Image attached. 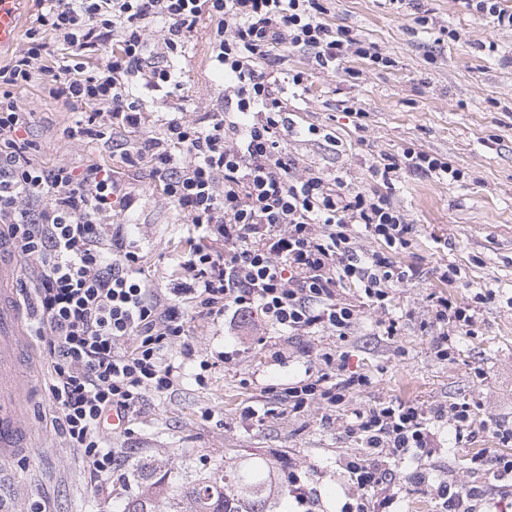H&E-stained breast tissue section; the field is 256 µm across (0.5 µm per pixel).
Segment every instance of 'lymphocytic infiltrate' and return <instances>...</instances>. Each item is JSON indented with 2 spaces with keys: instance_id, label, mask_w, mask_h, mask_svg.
Here are the masks:
<instances>
[{
  "instance_id": "obj_1",
  "label": "lymphocytic infiltrate",
  "mask_w": 512,
  "mask_h": 512,
  "mask_svg": "<svg viewBox=\"0 0 512 512\" xmlns=\"http://www.w3.org/2000/svg\"><path fill=\"white\" fill-rule=\"evenodd\" d=\"M33 2L24 39L0 63V235L21 257L19 286L48 363L53 429L91 473L108 479L121 469L103 436L108 413L132 414L146 395L179 386L181 368L164 354L186 334L180 301L232 329L260 316L291 339L347 336L367 307L381 311L382 335L397 336L390 296L415 271L398 259L413 226L391 200L394 180L406 169L455 181L460 170L409 147L375 162L382 190L356 192L342 175L299 167L286 150L288 101L262 69L281 51L309 52L312 69L327 74L353 57L383 63L373 43L328 24L323 0ZM204 15L215 24L210 45L226 107L203 121L180 107L152 119L132 81L153 49L180 56ZM102 47L106 62L92 64ZM34 84L71 111L68 138L108 146L114 130L138 133L121 165L150 167L164 200L198 231L175 259L172 287H156L141 265L128 235L137 195L115 168L38 162L24 135L29 115L15 100ZM364 237L382 249L362 250ZM350 288L356 299L347 298ZM319 361L286 388L291 411L346 406L369 383L333 353ZM472 415L466 402L354 411L347 429L365 453L344 465L352 492L340 512H389L399 498L390 461L432 456L433 418H450L463 440ZM472 461L483 481L459 485L420 468L408 481L434 496L438 512H476L487 487H512V454L487 448Z\"/></svg>"
}]
</instances>
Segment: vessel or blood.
<instances>
[{
  "label": "vessel or blood",
  "mask_w": 512,
  "mask_h": 512,
  "mask_svg": "<svg viewBox=\"0 0 512 512\" xmlns=\"http://www.w3.org/2000/svg\"><path fill=\"white\" fill-rule=\"evenodd\" d=\"M17 0H0V46L18 35ZM20 259L12 242L0 238V463L26 453L29 432L22 420L23 384L20 357L26 347V329L19 317L15 278Z\"/></svg>",
  "instance_id": "vessel-or-blood-1"
}]
</instances>
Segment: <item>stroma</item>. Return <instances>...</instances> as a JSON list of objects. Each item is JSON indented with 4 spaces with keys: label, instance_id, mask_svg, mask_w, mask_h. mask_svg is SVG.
<instances>
[{
    "label": "stroma",
    "instance_id": "35a3bbf8",
    "mask_svg": "<svg viewBox=\"0 0 512 512\" xmlns=\"http://www.w3.org/2000/svg\"><path fill=\"white\" fill-rule=\"evenodd\" d=\"M327 7L331 25L374 42L391 64L354 59L349 72L315 73L308 53L297 52L272 66L279 79L291 69L312 73L306 88L285 89L298 127L288 137L289 153L313 168L340 172L356 191L375 189L370 167L379 155L397 156L408 147L448 159L462 173L453 182L405 170L394 183L392 200L413 226L401 259L419 270L390 302L400 319L398 336L379 335L378 314L370 310L352 336L291 342L259 320L231 334L223 319L193 317L187 325L192 357L184 358L178 346L165 354L185 363L180 386L165 397L146 396L131 433L108 432L113 450L127 460L122 479L110 482L90 476L55 434L44 387L47 363L39 361L26 374L33 384L27 421L38 445L0 469V500L10 512H27L36 498L50 512H114L128 495H153L146 473L170 471L179 481L194 482L212 467L229 469L251 455L273 466L268 512H298L288 493L292 468L306 476L315 512H338L350 492L344 459L357 452L359 442L346 433L342 413L322 407L288 413L280 393L306 369L317 368L323 351L346 353L349 368L370 379L351 408L395 399L429 409L463 400L472 404L478 424L471 441L456 443L451 423H435L438 449L422 463L432 476L473 481L468 456L499 445L485 421L512 425V31L478 19L460 0H422L417 8L390 0H328ZM422 12L428 25L417 22ZM212 28L202 19L176 61L184 74L182 95L163 105L144 93L145 111L182 106L200 116L223 109L224 83L209 60ZM346 99L367 111L364 130H356L342 112ZM16 101L31 115L27 136L39 145L43 162L78 166L103 157L99 143L65 136L71 112L40 88L19 92ZM312 124L331 133V140L305 135ZM124 179L138 191L135 238L143 267L157 287H167L174 255L193 227L162 200L148 168L127 172ZM448 266L458 271L450 284L439 278ZM485 290L495 297L477 305L476 335L455 337L453 358L439 359L429 294L444 292L466 305ZM203 359L210 366L200 384L195 375ZM269 384L277 388L268 397L270 415L260 424L243 422L242 409ZM153 497L154 512H170L167 499Z\"/></svg>",
    "mask_w": 512,
    "mask_h": 512
}]
</instances>
